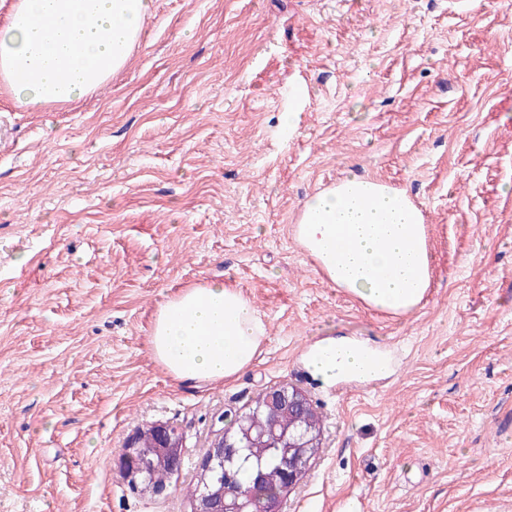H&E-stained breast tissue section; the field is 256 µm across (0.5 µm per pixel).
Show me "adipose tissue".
Returning a JSON list of instances; mask_svg holds the SVG:
<instances>
[{"label":"adipose tissue","instance_id":"obj_1","mask_svg":"<svg viewBox=\"0 0 512 512\" xmlns=\"http://www.w3.org/2000/svg\"><path fill=\"white\" fill-rule=\"evenodd\" d=\"M149 0H17L0 29V83L20 107L72 103L127 64L142 38ZM296 238L328 279L367 306L393 315L418 309L430 285L421 213L406 191L352 174L302 204ZM266 328L252 302L220 281L183 289L153 318L154 359L175 379H233L256 358ZM313 375L354 373L348 339L312 346Z\"/></svg>","mask_w":512,"mask_h":512}]
</instances>
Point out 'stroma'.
Masks as SVG:
<instances>
[{
	"label": "stroma",
	"instance_id": "35a3bbf8",
	"mask_svg": "<svg viewBox=\"0 0 512 512\" xmlns=\"http://www.w3.org/2000/svg\"><path fill=\"white\" fill-rule=\"evenodd\" d=\"M349 174L423 215L412 314L365 307L296 240ZM213 280L267 336L235 380L182 383L153 315ZM335 338L392 374L315 378L307 350ZM282 384L322 425L281 512H512V0H152L91 96L21 111L0 85V512H191L221 417ZM149 422L187 437L162 496L116 467Z\"/></svg>",
	"mask_w": 512,
	"mask_h": 512
}]
</instances>
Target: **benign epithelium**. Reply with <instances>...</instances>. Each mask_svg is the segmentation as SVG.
<instances>
[{
    "label": "benign epithelium",
    "mask_w": 512,
    "mask_h": 512,
    "mask_svg": "<svg viewBox=\"0 0 512 512\" xmlns=\"http://www.w3.org/2000/svg\"><path fill=\"white\" fill-rule=\"evenodd\" d=\"M268 425L256 427L247 411H236L230 422L237 425L235 432L223 430L211 442L198 463L199 496L193 501L192 512H250V497L240 490L224 462L232 459L241 448L255 452L272 441L284 444L283 490L290 493L309 469L310 461L320 448V436L305 427L302 411L309 398L302 391L286 385L273 386L264 391ZM149 435L153 447H141L144 435ZM186 438L177 428L161 422H151L138 428L129 438L116 466L128 486L136 491L161 496L166 488L151 483L145 461L158 462L171 473L182 466Z\"/></svg>",
    "instance_id": "7a95c632"
}]
</instances>
